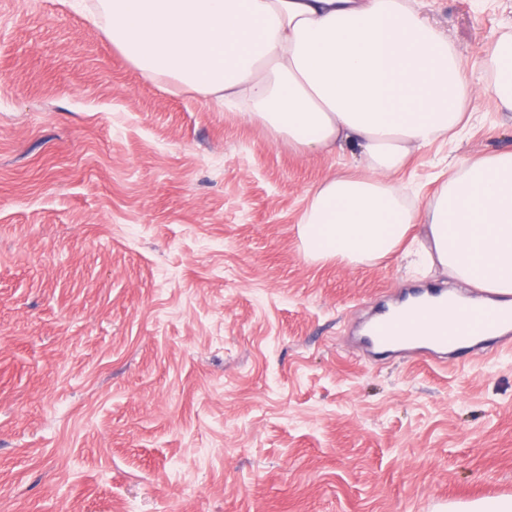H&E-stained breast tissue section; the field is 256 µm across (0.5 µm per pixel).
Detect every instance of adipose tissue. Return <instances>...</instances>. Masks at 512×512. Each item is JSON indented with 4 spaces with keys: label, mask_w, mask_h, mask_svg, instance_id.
<instances>
[{
    "label": "adipose tissue",
    "mask_w": 512,
    "mask_h": 512,
    "mask_svg": "<svg viewBox=\"0 0 512 512\" xmlns=\"http://www.w3.org/2000/svg\"><path fill=\"white\" fill-rule=\"evenodd\" d=\"M132 64L242 102L300 151L357 147L364 174L325 180L304 211L306 254L348 266L405 250L480 291L512 295V150L459 164L434 204L406 207L392 175L411 152L461 134L477 89L465 61L403 0H103ZM512 112V37L492 52Z\"/></svg>",
    "instance_id": "obj_1"
}]
</instances>
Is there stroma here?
I'll list each match as a JSON object with an SVG mask.
<instances>
[{"label":"stroma","mask_w":512,"mask_h":512,"mask_svg":"<svg viewBox=\"0 0 512 512\" xmlns=\"http://www.w3.org/2000/svg\"><path fill=\"white\" fill-rule=\"evenodd\" d=\"M465 60L512 0H408ZM98 0H0V512H448L512 497V339L441 369L367 355L374 310L467 285L304 254L317 187L239 108L115 49ZM396 179L512 149L492 92Z\"/></svg>","instance_id":"1"}]
</instances>
